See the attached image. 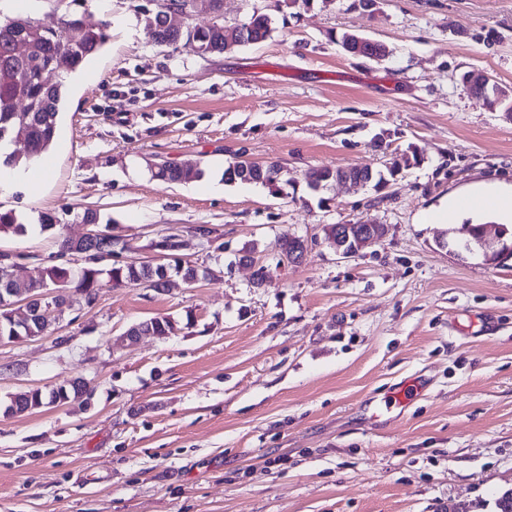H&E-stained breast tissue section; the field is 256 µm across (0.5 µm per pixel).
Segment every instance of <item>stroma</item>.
Returning a JSON list of instances; mask_svg holds the SVG:
<instances>
[{
	"label": "stroma",
	"instance_id": "35a3bbf8",
	"mask_svg": "<svg viewBox=\"0 0 512 512\" xmlns=\"http://www.w3.org/2000/svg\"><path fill=\"white\" fill-rule=\"evenodd\" d=\"M156 3L86 0L110 38L66 82L49 178L0 194V208L34 223L98 209L116 264L152 261L176 233L180 257L211 275L106 288L50 335L0 341V404L77 378L92 389L86 407L0 414V512H498L512 489V258L487 264L439 240L499 223L479 195L512 184V117L461 81L478 69L512 86V0H223L225 25L258 9L274 30L206 58L152 42ZM345 32L390 58L346 54ZM407 152L417 164L380 190L307 184L316 168L381 170ZM161 160L206 175L165 183L151 171ZM238 160L286 178L275 190L224 182ZM453 199L470 212L430 221ZM358 220L388 233L341 258L323 228ZM293 236L302 261L277 263ZM249 245L270 267L258 287L237 259ZM0 249L21 255L23 280L76 263L35 227ZM163 316L169 335L122 341ZM416 375L427 389L385 410Z\"/></svg>",
	"mask_w": 512,
	"mask_h": 512
}]
</instances>
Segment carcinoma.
<instances>
[{"label":"carcinoma","instance_id":"obj_1","mask_svg":"<svg viewBox=\"0 0 512 512\" xmlns=\"http://www.w3.org/2000/svg\"><path fill=\"white\" fill-rule=\"evenodd\" d=\"M181 0H159L155 12L147 15L146 29L156 44L175 45L181 41L191 45L203 57L224 53V28L213 25L178 29L169 23V15ZM59 16L64 24L52 18L0 15V166L15 168L35 161L49 151L56 139L60 109L63 103V79L77 71L97 55L109 39L110 21L102 19L86 26L71 9ZM253 44L266 41L272 31V18L267 13L250 15ZM342 169H314L307 174L309 187L324 186L336 181ZM155 177L166 183H182L199 179L205 171L200 163L187 161L180 165L165 164L154 170ZM283 177L277 164L260 165L249 161H234L224 169L227 183H255L275 187ZM73 217L80 224H105L100 212L86 208L74 212L62 208V216L42 215L41 230H53ZM28 223L14 210H0V234L24 236ZM181 275L191 286L199 276L198 269L180 259L173 263L150 264L131 261L105 269L95 262L78 268L67 264H52L45 268L38 281L20 280L6 267L0 269V336L9 335L14 325L12 314L19 300L40 294L43 288H58L67 294L57 300V306L84 301V294H97L103 288L121 284L153 283L163 289L171 274ZM24 336H44L51 332V322L41 313L28 312L21 319ZM135 335L166 336L174 330L167 317H152L136 324ZM90 394L88 384L76 388L60 387L51 391L31 390L24 398L21 411L31 412L50 403H70Z\"/></svg>","mask_w":512,"mask_h":512}]
</instances>
